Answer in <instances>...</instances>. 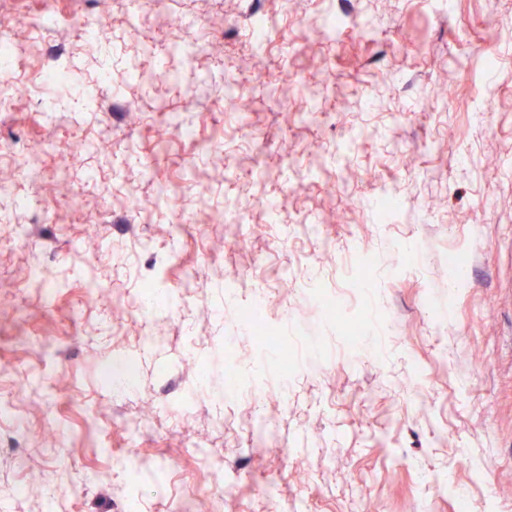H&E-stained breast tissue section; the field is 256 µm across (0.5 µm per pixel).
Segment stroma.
<instances>
[{
    "instance_id": "stroma-1",
    "label": "stroma",
    "mask_w": 512,
    "mask_h": 512,
    "mask_svg": "<svg viewBox=\"0 0 512 512\" xmlns=\"http://www.w3.org/2000/svg\"><path fill=\"white\" fill-rule=\"evenodd\" d=\"M63 87L0 112V489L7 512H512V10L504 0H7ZM366 20L325 36L329 13ZM112 22L110 41L91 34ZM192 58V81L139 86ZM290 69L272 92V70ZM109 82H101L102 73ZM387 81L385 104L375 87ZM236 83L249 111L225 108ZM452 93L430 99L439 85ZM168 126L164 148L153 139ZM107 139L112 153L91 151ZM224 214L157 199L179 185ZM149 202L133 230L113 220ZM28 197L23 215L12 198ZM345 210L334 223L332 212ZM31 225L21 235L20 225ZM95 236H88V226ZM373 262L360 266L352 240ZM468 262L448 289V253ZM45 275L54 300L28 290ZM97 277L105 298L85 300ZM190 280L170 320L116 326V293ZM267 295L255 338L230 314ZM338 314L321 315L319 297ZM367 336L348 349L343 326ZM150 337L147 348L137 346ZM137 354L130 388L107 365ZM151 414H144L146 405ZM55 447L42 445L47 430ZM222 458L228 493L207 464ZM43 476L30 485L31 473Z\"/></svg>"
}]
</instances>
